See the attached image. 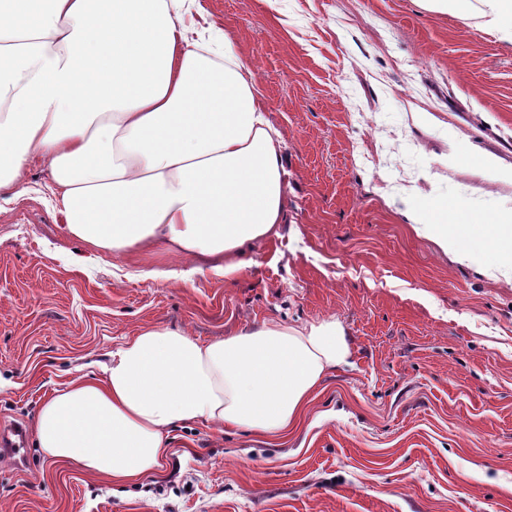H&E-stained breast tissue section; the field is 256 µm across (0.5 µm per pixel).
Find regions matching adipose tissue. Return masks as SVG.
<instances>
[{
	"instance_id": "1",
	"label": "adipose tissue",
	"mask_w": 512,
	"mask_h": 512,
	"mask_svg": "<svg viewBox=\"0 0 512 512\" xmlns=\"http://www.w3.org/2000/svg\"><path fill=\"white\" fill-rule=\"evenodd\" d=\"M185 0H0V193L42 158L67 233L113 256L161 247L225 275L285 221L286 160L254 67L188 38ZM464 249V212L417 210ZM343 327L270 322L210 342L148 327L103 376L73 377L40 407L50 462L116 484L155 473L172 430L197 421L279 437L324 376L348 364Z\"/></svg>"
}]
</instances>
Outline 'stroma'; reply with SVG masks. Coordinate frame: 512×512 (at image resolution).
<instances>
[{
    "mask_svg": "<svg viewBox=\"0 0 512 512\" xmlns=\"http://www.w3.org/2000/svg\"><path fill=\"white\" fill-rule=\"evenodd\" d=\"M186 24L258 71L287 160V222L232 276L70 237L46 165L0 194V425L32 427L145 327L209 342L336 319L351 363L282 441L197 422L121 486L34 446L0 455V512H512V274L481 239L444 251L408 212L512 207V40L420 0H198Z\"/></svg>",
    "mask_w": 512,
    "mask_h": 512,
    "instance_id": "stroma-1",
    "label": "stroma"
}]
</instances>
